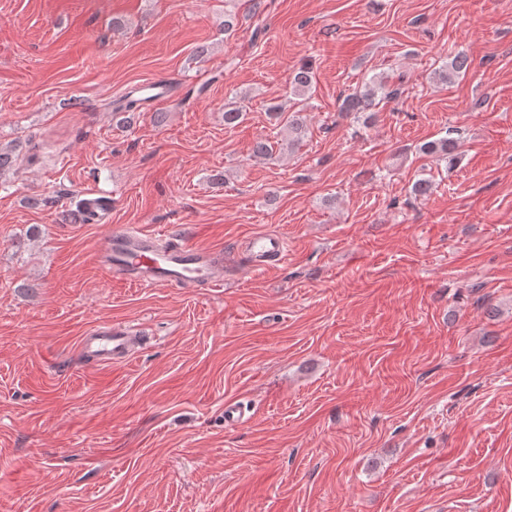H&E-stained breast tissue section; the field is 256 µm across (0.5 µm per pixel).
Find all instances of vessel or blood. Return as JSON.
<instances>
[{
  "label": "vessel or blood",
  "instance_id": "obj_1",
  "mask_svg": "<svg viewBox=\"0 0 512 512\" xmlns=\"http://www.w3.org/2000/svg\"><path fill=\"white\" fill-rule=\"evenodd\" d=\"M112 203L98 190L83 192L75 216L84 224L105 221ZM246 249L256 269H267L288 258L285 240L274 233L253 234ZM99 264L115 278L140 287L185 288L224 284V256L211 248L188 243L179 237L159 236L126 226L113 225L96 249ZM144 338L125 325L96 326L82 336L79 351L90 364L109 367L130 363Z\"/></svg>",
  "mask_w": 512,
  "mask_h": 512
}]
</instances>
